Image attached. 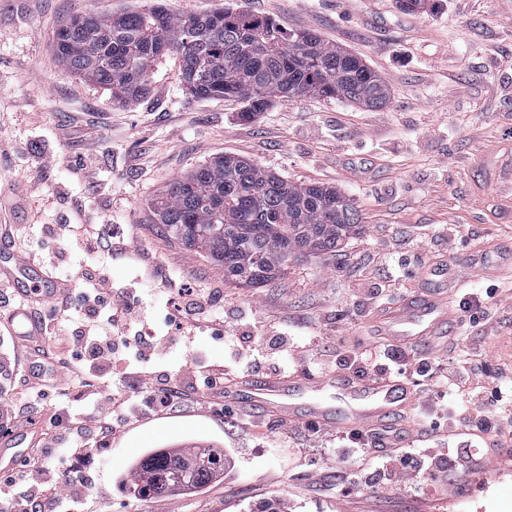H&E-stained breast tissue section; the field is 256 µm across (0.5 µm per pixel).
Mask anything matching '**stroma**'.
Returning a JSON list of instances; mask_svg holds the SVG:
<instances>
[{
	"label": "stroma",
	"mask_w": 512,
	"mask_h": 512,
	"mask_svg": "<svg viewBox=\"0 0 512 512\" xmlns=\"http://www.w3.org/2000/svg\"><path fill=\"white\" fill-rule=\"evenodd\" d=\"M291 29H311L366 60L389 84L382 108L306 97L278 103L250 122L237 101L186 94L178 64L153 70L150 94L132 106L62 72L54 33L72 16L143 8L146 0H0V225L22 228L15 252L80 275L83 251L45 234L47 224H97L145 251L147 269L120 260L98 266L112 289L143 275L178 272L183 284L224 293L228 333L262 340L269 325L323 354L326 368L379 373L383 348L371 336L368 297L384 305L417 290L437 265L478 246L512 257V223H497L485 154L512 151V0H430L399 11L395 0H235ZM224 155L250 160L300 183L333 186L354 198L363 230L330 260L289 264L258 288L224 280L201 254L162 237L149 203L174 179ZM457 224L456 240L448 224ZM458 320L422 357L445 365L481 351L488 374L512 364V280L464 272ZM91 474L97 512H512V451L471 477L463 496L401 485L350 495L326 493L305 472L321 441L281 432L267 416L223 418L202 393L182 386L175 407L107 435ZM219 448L229 459L205 487L142 503L127 480L156 448Z\"/></svg>",
	"instance_id": "1"
}]
</instances>
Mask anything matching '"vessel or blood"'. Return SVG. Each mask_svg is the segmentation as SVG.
<instances>
[{
	"mask_svg": "<svg viewBox=\"0 0 512 512\" xmlns=\"http://www.w3.org/2000/svg\"><path fill=\"white\" fill-rule=\"evenodd\" d=\"M491 176L498 215L512 221V156L494 161ZM464 268L512 276V261L493 262L476 250L442 265L439 274L455 288L459 285L457 272ZM1 282L14 285L32 303L31 308L11 315L10 321L20 336L42 335L38 309L66 297L72 289L71 283L56 280L47 271L16 257L7 239L0 236ZM456 317L447 297L425 289L382 312L376 320V332L394 342L417 344L442 335ZM329 393L334 395V402L326 401ZM223 397L227 404L266 414L279 422L314 421L335 430L391 424L403 431L414 392L409 384L387 377L355 379L338 372L319 376L298 372L262 378L244 375L225 385ZM41 439L42 428L35 423L27 426L22 436L0 435V472L14 468L28 449L39 446Z\"/></svg>",
	"mask_w": 512,
	"mask_h": 512,
	"instance_id": "1",
	"label": "vessel or blood"
}]
</instances>
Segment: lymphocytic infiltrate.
<instances>
[{
	"label": "lymphocytic infiltrate",
	"mask_w": 512,
	"mask_h": 512,
	"mask_svg": "<svg viewBox=\"0 0 512 512\" xmlns=\"http://www.w3.org/2000/svg\"><path fill=\"white\" fill-rule=\"evenodd\" d=\"M81 291L53 303L44 320L45 340L65 338L73 346V362L66 370L68 380L83 375L102 379L105 391L67 412L66 419H54L40 450L39 459L23 461L0 477V512H89L92 492L88 475L60 478L58 463L65 457L93 455L99 437L116 432L137 417H150L172 408L178 391L167 365L181 350L192 347L201 328L224 322V298L217 289L187 288L176 279L162 287L149 284L131 292L111 291L105 278L83 272ZM18 352L11 364L12 374L26 380L20 397L0 406V429L10 430L24 410L47 395L48 383L56 371L39 345L19 337ZM224 354L243 369L268 365L277 373L296 367L313 373L324 362L305 345L294 342L287 329L274 330L262 347L247 344L245 338L224 339ZM154 362L149 378L125 386L140 366ZM433 398L454 401V430L474 431L485 452L464 441L456 448H421L402 445L393 430L355 429L349 432L357 457L347 480L355 488L415 486L426 483L440 489L455 485L458 476L486 468L498 448L512 441V398L504 392H489L479 365L464 361L450 364L437 377ZM496 400L495 412H488L489 400Z\"/></svg>",
	"instance_id": "obj_1"
}]
</instances>
